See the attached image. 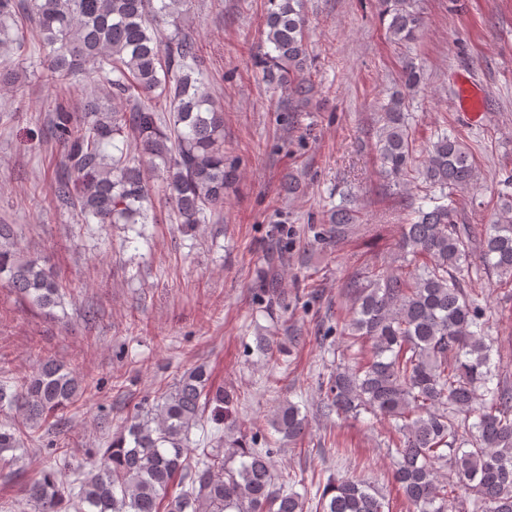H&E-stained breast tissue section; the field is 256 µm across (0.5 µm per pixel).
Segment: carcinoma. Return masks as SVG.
Instances as JSON below:
<instances>
[{
  "instance_id": "cac0c4a2",
  "label": "carcinoma",
  "mask_w": 512,
  "mask_h": 512,
  "mask_svg": "<svg viewBox=\"0 0 512 512\" xmlns=\"http://www.w3.org/2000/svg\"><path fill=\"white\" fill-rule=\"evenodd\" d=\"M188 0H0V45L21 52L34 40L48 50L49 80L66 84L81 74L96 93L83 112L57 103L50 138L64 151L53 195L76 207L84 223L157 221L145 203L153 193L150 170L162 173L175 223L196 227L224 212V190L237 170L224 163V106L203 89L201 55L180 25ZM386 35L396 44L417 39L423 26L416 0H382ZM258 55L263 80L285 94L289 112L315 87L309 70L305 0H268ZM25 14L34 28L9 36ZM173 31L165 32V27ZM421 82L419 68L402 60L400 88L383 106L375 150L394 184L407 181L431 192L428 209L403 224L397 269H365L344 284L353 300L342 334L370 345L368 355L320 378L324 408L354 418L363 413L393 423L389 438L392 480L407 512H512V384L493 361L487 319L461 273L477 259L512 285V194L500 197L488 224H459L448 197L476 185L480 171L457 137L442 133L415 156L407 104ZM23 74L0 63V87L21 88ZM154 99L164 108L142 104ZM122 138L125 148L115 144ZM114 148L117 153L108 152ZM345 206L326 214L318 240L347 239L359 223ZM0 278L33 306L59 303L56 277L17 251L11 224H0ZM71 370L51 358L22 383L0 384V406L19 423L0 426V469L16 458L30 431L62 423L64 410L85 392ZM235 392L199 365L139 407L104 448L88 453L96 464L60 469L67 455L49 449V465L26 485L34 512H305L306 499L289 477L273 471V449L258 435L212 433L190 448L191 430L213 404L228 406ZM291 444L302 443L307 417L292 402L271 420ZM448 468V475L440 469ZM179 487L175 494L172 486ZM470 507L456 510L458 492ZM389 501L365 480L331 478L315 512H386Z\"/></svg>"
}]
</instances>
